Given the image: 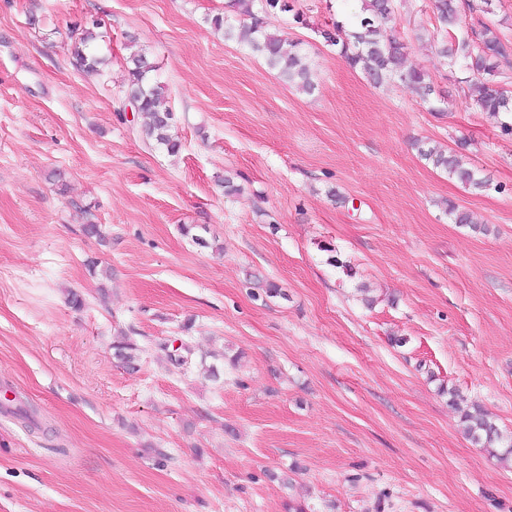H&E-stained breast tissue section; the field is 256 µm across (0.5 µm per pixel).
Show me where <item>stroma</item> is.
Here are the masks:
<instances>
[{
    "label": "stroma",
    "instance_id": "35a3bbf8",
    "mask_svg": "<svg viewBox=\"0 0 512 512\" xmlns=\"http://www.w3.org/2000/svg\"><path fill=\"white\" fill-rule=\"evenodd\" d=\"M225 2L0 0V395L39 423L0 412V512H512L459 411L512 438V113L472 107L432 0H395L428 103L325 42L360 0L265 14L310 95L212 27ZM140 49L178 155L139 135ZM96 32L93 29H86L80 40L75 43L72 50L73 64L81 70H98L104 60L90 54L87 49L90 42L96 39ZM419 153L435 168L448 172L451 179H456L476 191H483L489 187L488 181L480 177L474 168L464 166L455 153L436 145L427 149L419 148Z\"/></svg>",
    "mask_w": 512,
    "mask_h": 512
}]
</instances>
